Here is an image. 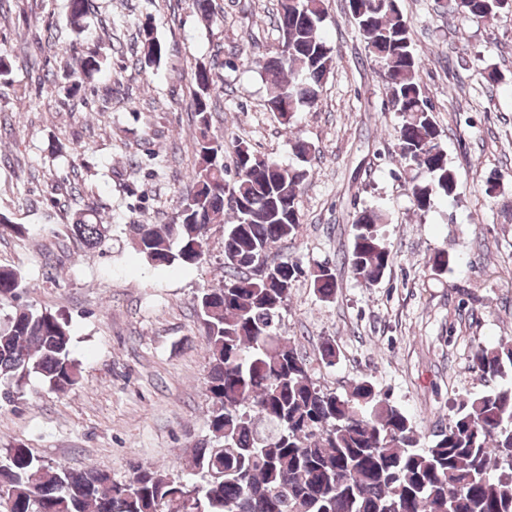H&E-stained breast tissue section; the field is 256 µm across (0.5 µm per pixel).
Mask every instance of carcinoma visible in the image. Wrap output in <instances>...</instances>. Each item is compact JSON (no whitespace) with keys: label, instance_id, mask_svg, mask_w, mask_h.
I'll use <instances>...</instances> for the list:
<instances>
[{"label":"carcinoma","instance_id":"1","mask_svg":"<svg viewBox=\"0 0 512 512\" xmlns=\"http://www.w3.org/2000/svg\"><path fill=\"white\" fill-rule=\"evenodd\" d=\"M91 0H67L73 28L84 31ZM512 8L505 0H448V12L493 19ZM365 50L381 69L387 111L395 114L400 164L415 172L410 194L426 212L451 197L457 174L448 166L434 106L421 84L422 60L398 0H349ZM328 0H278L281 46L263 65L267 107L288 130L297 114L314 108L335 62V47L321 35ZM165 47L145 30L141 55L148 65ZM94 53L75 71L72 90L100 71ZM217 75L194 72L191 107L196 117L198 164L192 191L170 224L142 219L130 225L137 251L153 266L194 265L206 249L209 226L224 229V280L196 297L210 368L209 441L185 463L192 476L139 467L120 483L93 466L49 463L16 446L0 456V512H512V388L461 400L429 444L410 417L369 378L338 395L317 385L295 341L281 335L289 289L309 274L316 293L336 297V265L304 270L283 258L256 273L249 264L300 233L298 198L314 145L297 136L293 150L303 165L286 168L233 142L232 179L224 164V139L211 134L210 100ZM384 214L363 209L352 216L353 241L342 263L372 285L392 264L383 238ZM95 248L109 225L90 210L69 225ZM443 273L454 264L446 251L429 258ZM20 274L0 266V301L20 297ZM472 364L495 378L512 372V344L479 346ZM33 374L52 391L78 383L68 320L50 310L19 308L0 321V386L22 387Z\"/></svg>","mask_w":512,"mask_h":512}]
</instances>
